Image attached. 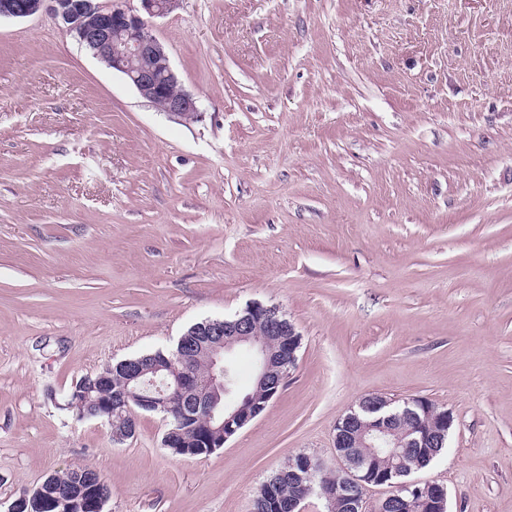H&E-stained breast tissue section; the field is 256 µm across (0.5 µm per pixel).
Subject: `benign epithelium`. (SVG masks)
<instances>
[{"label": "benign epithelium", "instance_id": "obj_1", "mask_svg": "<svg viewBox=\"0 0 512 512\" xmlns=\"http://www.w3.org/2000/svg\"><path fill=\"white\" fill-rule=\"evenodd\" d=\"M137 2L139 5L134 6L130 0H0V18L23 19L42 13L53 16L93 57L120 73L158 111L182 120L198 118V99L183 88L165 47L151 31L152 19L171 14L181 0ZM259 324L265 328L262 336L257 332ZM194 335L198 340L193 343L180 338L178 350L190 349L203 355L206 373L202 378L188 374L180 363L170 359L150 369L142 367L137 359L126 361L129 386L121 390L116 406L105 410L114 440H126L133 430L118 428L112 416L122 418L136 406L161 412L175 398L190 404L195 396L197 406L206 411L201 440L212 448L223 447L261 411L247 401L234 408L221 404L226 356L239 345L248 346L256 358L255 383L268 387L272 396L288 378L300 346L296 329L287 325L284 314L260 303L248 306L242 316L206 321ZM391 403L384 396L373 395L362 408H353L338 420L334 437L337 467L332 469L319 462L320 470L336 474V483L323 486L319 496L329 502H345L348 512H388L391 504L412 490L424 497L429 512H447L445 486L436 482L395 483L384 499L374 503L365 500L364 489L383 485L386 479L350 449L361 445L378 448L388 441L396 448H435L454 424L448 409L440 411L438 425L428 433L416 429L400 432L393 415L375 420L361 417L363 412L376 413ZM354 485L359 487L355 494L351 492Z\"/></svg>", "mask_w": 512, "mask_h": 512}]
</instances>
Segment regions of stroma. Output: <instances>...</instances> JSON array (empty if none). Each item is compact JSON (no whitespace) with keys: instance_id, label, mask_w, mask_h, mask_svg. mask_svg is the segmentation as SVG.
Listing matches in <instances>:
<instances>
[{"instance_id":"1","label":"stroma","mask_w":512,"mask_h":512,"mask_svg":"<svg viewBox=\"0 0 512 512\" xmlns=\"http://www.w3.org/2000/svg\"><path fill=\"white\" fill-rule=\"evenodd\" d=\"M151 30L197 120L51 16L0 20V512L74 467L104 512H252L288 460L335 463L367 395L449 409L416 480L512 512V0H182ZM256 302L297 363L223 448L66 410Z\"/></svg>"}]
</instances>
